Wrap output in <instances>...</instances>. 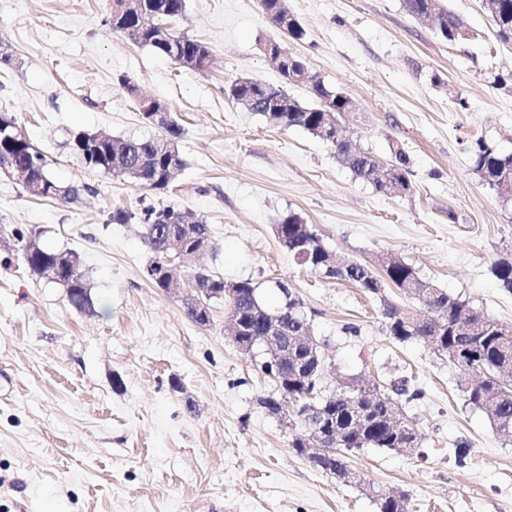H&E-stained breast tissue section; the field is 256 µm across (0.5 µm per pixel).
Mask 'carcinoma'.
<instances>
[{
	"instance_id": "carcinoma-1",
	"label": "carcinoma",
	"mask_w": 512,
	"mask_h": 512,
	"mask_svg": "<svg viewBox=\"0 0 512 512\" xmlns=\"http://www.w3.org/2000/svg\"><path fill=\"white\" fill-rule=\"evenodd\" d=\"M158 2L164 8L166 19L172 20L184 14L186 0H146L151 5ZM406 10L416 19L426 23L445 41H455L463 29L462 20L442 4V0H403ZM497 39L512 48V0H486ZM260 7L269 23L281 34L282 39L265 43V51L276 62L280 75L291 74L306 77L311 104L299 102L286 94L279 86L266 84L253 78L238 77L224 84V96L231 103L263 116L276 127H298L314 137L333 145L341 163L356 177L370 182L376 191L386 195L403 197L414 190L409 158L401 150L391 151L387 160L361 148L347 138L341 128L342 115L354 110L353 101L346 95L326 85L313 74L305 61L288 52L286 41L301 40L306 32L288 7V0H260ZM121 34L133 42L149 48L154 54L175 64L181 60H198L210 67L211 51L202 42L169 29L161 30L148 22L125 17L121 20ZM279 98L276 112L266 109V101ZM14 137H0V154L11 156L20 166L31 170L34 176L49 175L46 156L40 152L13 124ZM182 128L172 121L159 134L148 139H128L105 132L93 133L97 140V154L82 161L91 170H101L123 176L141 184L150 191H166L175 171L183 167L181 156L174 158L161 151L157 142L163 139L180 141ZM473 171L485 184L498 194L512 200V151L501 149L493 141L478 138L468 146ZM91 191L86 185L60 186L50 180L43 192L45 199L75 200L84 192ZM138 218L144 240L152 251V259L145 269L150 275L168 257L182 253L188 262L186 277L208 283L209 292L197 309H185L186 315L204 326L210 322L213 304L222 301L239 326L234 342L241 349L252 345L255 337L264 335L266 323L273 317L279 319L287 334L301 336L311 331L302 300L289 283L275 280L268 286L275 295L273 303L263 302L259 311L255 300L260 298L259 286L245 281L237 282L233 299L224 296V278L201 266L191 264L194 252L201 246L214 250L210 230L201 219H193L188 212L172 206L150 205L135 215L124 209L112 211V223L126 224ZM275 231L280 243L294 259L327 279L348 281L369 295L381 298V316L386 333L400 343L425 339L436 353L451 357L455 353L467 356V366L458 367L461 372V392L465 402L484 413L495 430L505 438H512V326L474 309L459 297L437 288L431 300L421 298L425 279L410 264L395 257L384 262L383 275L355 261L340 263L330 261L332 250L316 232L313 225L295 212L281 216ZM11 234L19 243L21 258L26 267L38 278L60 284L67 289L71 305L80 311L94 310L91 289L81 270L80 258L74 252H64L28 241L22 228H14ZM494 276L503 288L512 292V253L498 258L492 268ZM392 287L406 299L429 309V316L422 317L411 307H402L383 298L387 287ZM309 347L298 346L288 352V378L280 381L275 394L263 400L271 413L291 404L296 416L303 422L304 433L292 439L291 448L305 455L312 431L336 433L334 456L314 455L309 463L323 472H342L350 484H361V477L351 471L347 454L363 448H381L402 452L408 456L419 454L420 437L414 425L404 419L393 425L395 397L421 395L408 393L406 384L386 387L375 380L361 383L352 380L340 384L333 394L321 396L320 374L305 371ZM355 394L362 402H374L377 412L368 423L358 424L351 419L344 396ZM378 512H400L402 504L392 492L376 498Z\"/></svg>"
}]
</instances>
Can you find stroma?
Here are the masks:
<instances>
[{"label":"stroma","instance_id":"1","mask_svg":"<svg viewBox=\"0 0 512 512\" xmlns=\"http://www.w3.org/2000/svg\"><path fill=\"white\" fill-rule=\"evenodd\" d=\"M445 5L464 24L453 42L403 0H288L306 31L290 52L356 105L345 133L380 158L394 147L407 155L414 191L393 197L307 131L225 100L234 77L282 83L260 49L279 33L258 0H187L171 27L210 47L203 73L112 31L109 0H0V40L14 58L0 69V114L16 118L55 180L91 187L72 203L36 199L0 172V224L76 252L95 301L91 313L73 308L0 237V512H377L375 495L392 490L409 512H512V441L466 405L447 357L387 335L381 301H399L397 291L379 299L324 278L275 236L279 217L298 212L341 258L375 269L398 257L512 324V292L492 273L512 247V209L466 151L481 136L512 150V50L483 0ZM126 78L182 127L184 165L167 193L86 169L65 145L80 130L155 135ZM151 203L209 224L218 250L200 264L225 281L292 285L326 357V389L369 376L422 389L397 399L421 434L420 456L361 449L349 463L363 482L346 485L297 455L289 443L302 424L260 405L273 383L225 334L223 304L210 325L193 322L178 295L147 279L138 222L112 221L114 209Z\"/></svg>","mask_w":512,"mask_h":512}]
</instances>
